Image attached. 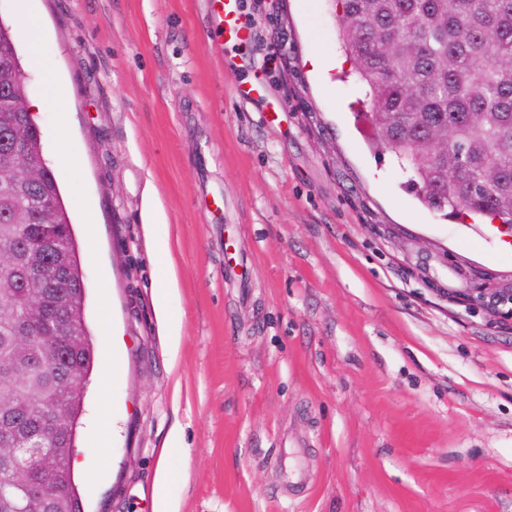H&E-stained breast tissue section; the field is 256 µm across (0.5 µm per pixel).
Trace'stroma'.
<instances>
[{
  "label": "stroma",
  "mask_w": 512,
  "mask_h": 512,
  "mask_svg": "<svg viewBox=\"0 0 512 512\" xmlns=\"http://www.w3.org/2000/svg\"><path fill=\"white\" fill-rule=\"evenodd\" d=\"M217 8L38 0L66 90L37 116L44 155L69 136L76 164L56 175L86 320L123 364L107 390L88 385L82 512H154L176 426L179 512H512V322L447 295L471 269L508 282L512 260L461 245L465 226L375 148L331 0H240L241 44L223 42ZM255 80L260 96H241ZM151 189L179 283L174 359L152 299Z\"/></svg>",
  "instance_id": "obj_1"
}]
</instances>
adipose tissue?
<instances>
[{"label": "adipose tissue", "mask_w": 512, "mask_h": 512, "mask_svg": "<svg viewBox=\"0 0 512 512\" xmlns=\"http://www.w3.org/2000/svg\"><path fill=\"white\" fill-rule=\"evenodd\" d=\"M16 12L23 23V36L29 45L32 59L45 75V93L42 98L34 100L30 105L31 111H41L59 100L63 93V85L58 78L55 60L44 53V23L33 0H17ZM153 245L155 251L167 256L169 246L166 237L155 238ZM177 294L178 282L174 261L167 256L161 283L154 291V304L169 338L170 349L174 352L179 349L182 327L181 317L173 309Z\"/></svg>", "instance_id": "adipose-tissue-1"}]
</instances>
